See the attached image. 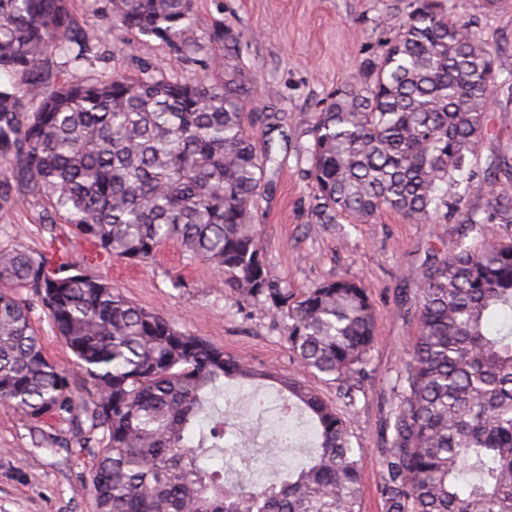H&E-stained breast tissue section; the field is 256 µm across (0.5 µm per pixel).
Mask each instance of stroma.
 I'll return each mask as SVG.
<instances>
[{
	"instance_id": "obj_1",
	"label": "stroma",
	"mask_w": 512,
	"mask_h": 512,
	"mask_svg": "<svg viewBox=\"0 0 512 512\" xmlns=\"http://www.w3.org/2000/svg\"><path fill=\"white\" fill-rule=\"evenodd\" d=\"M407 0H195L193 36L197 50L179 59L153 37L127 49L129 33L113 25L104 0H72L73 18L94 39L99 56L86 79L108 80L147 72L158 79L188 84L223 81L208 41L213 31L229 29L239 38L238 64L252 86L253 112H281V127L255 126L259 139H272L281 169L259 201L258 225L268 270L282 285L312 288L341 277L356 278L369 295L376 336L354 404L343 403L340 386L304 372L292 353L281 319L224 285L207 263L189 258L176 241L163 244L150 266L142 267L98 253L77 237L50 198L15 191L7 222H0V249L23 248L51 254L63 242L73 259H86L87 273L112 281L133 304L169 317L183 333L197 336L253 366L302 379L349 423L362 450L361 512H384L377 492L381 450L395 402L394 384L403 370L415 334L411 278L431 256L475 250L487 241L512 240V220L487 221L490 195L512 197V178L494 175L493 158L512 154V112L489 115L488 132L471 158L472 179L446 187L458 211L434 224H412L383 213L374 223L340 219L319 224L313 214L314 185L307 174L306 130L325 97L341 86L359 63L380 54L390 32L380 22L388 8ZM449 14L467 12L474 30L499 48L504 69H512V0L488 12L480 0H444ZM54 224H47V217ZM45 355L70 369L72 385L87 393L91 384L76 369L74 357L55 335L41 306L31 311ZM259 397L280 402L277 385L232 383L210 398L201 426L209 428L221 412L229 426L224 452H203L201 462L233 469L240 455L238 436L263 448L269 435L260 416L241 414L237 402ZM88 437L87 426L49 417L32 423L0 403V512H96L91 462L75 450Z\"/></svg>"
}]
</instances>
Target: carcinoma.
Masks as SVG:
<instances>
[{
    "mask_svg": "<svg viewBox=\"0 0 512 512\" xmlns=\"http://www.w3.org/2000/svg\"><path fill=\"white\" fill-rule=\"evenodd\" d=\"M70 0H0V219L16 188L47 196L78 234L117 260L149 264L161 245L223 271L239 291L285 322L302 368L343 383L355 401L376 334L373 306L353 278L298 294L270 275L256 214L280 168L271 142L276 112L244 110L250 88L224 51V82L192 85L114 76L88 82L43 66L48 54L91 66L92 37L76 29ZM112 23L164 41L178 57L190 37L193 0H108ZM387 13L393 38L362 61L308 129V175L318 224L369 223L390 211L435 224L451 184L484 138L488 96L512 112V78L499 53L450 16L442 0H410ZM512 212L494 196L486 220ZM416 334L396 386L392 436L382 450L384 512H512V241L463 249L412 273ZM27 290L76 358L93 391L79 397L70 373L48 360L31 322ZM276 379L284 413H308L316 445L308 461L260 488L231 483L200 463L221 447L224 419L196 430L210 395L232 382ZM0 403L31 422L68 417L92 438L98 512H359L361 471L346 421L295 377H275L179 331L131 304L108 281L69 260L0 250ZM198 432L197 442L190 434Z\"/></svg>",
    "mask_w": 512,
    "mask_h": 512,
    "instance_id": "cac0c4a2",
    "label": "carcinoma"
}]
</instances>
